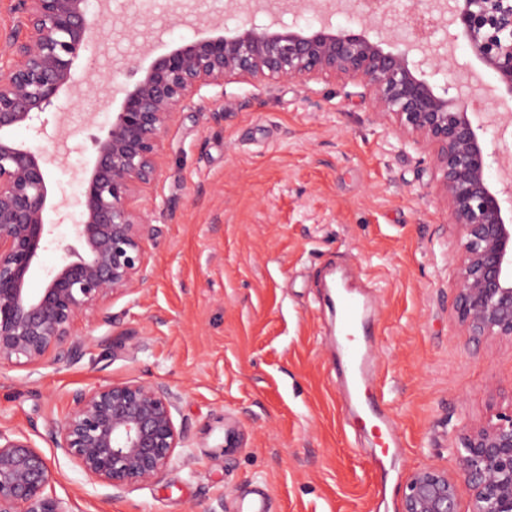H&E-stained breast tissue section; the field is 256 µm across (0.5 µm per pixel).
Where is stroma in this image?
<instances>
[{
    "label": "stroma",
    "mask_w": 512,
    "mask_h": 512,
    "mask_svg": "<svg viewBox=\"0 0 512 512\" xmlns=\"http://www.w3.org/2000/svg\"><path fill=\"white\" fill-rule=\"evenodd\" d=\"M110 11L118 24L96 28L75 62L95 68L97 89L55 101L44 133H19L56 154L51 191L69 203L46 217L53 242L35 289L82 219L75 173L143 61L128 30L163 31L156 56L203 23L272 19L236 0H195L182 17L170 0H111ZM141 201L157 210L139 293L107 304L111 323H75L79 358L0 367V430L30 438L72 512H247L256 501L265 512H399L409 472L453 468L463 428L512 401V341L473 342L454 315L458 236L433 151L376 115L362 82H226L177 114ZM336 265L366 272L376 297L379 389L404 440L380 462L373 430L344 420L326 303ZM129 378L178 395L187 445L154 482L117 496L49 428L74 393Z\"/></svg>",
    "instance_id": "35a3bbf8"
}]
</instances>
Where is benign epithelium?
I'll return each mask as SVG.
<instances>
[{"instance_id": "7a95c632", "label": "benign epithelium", "mask_w": 512, "mask_h": 512, "mask_svg": "<svg viewBox=\"0 0 512 512\" xmlns=\"http://www.w3.org/2000/svg\"><path fill=\"white\" fill-rule=\"evenodd\" d=\"M367 8L359 28L322 23L234 29L212 25L171 46L140 68L122 90L112 124L83 168V220L72 225L81 249L69 248L44 288L32 293L30 274L50 244L45 224L53 208L48 151L20 141L37 114L77 86L74 61L88 50L95 23L87 0H18L23 35L9 36L11 63L0 75V365L40 366L79 357L84 341L75 320H100L103 306L137 294L148 280L152 210L139 203L159 173L175 115L233 78L269 84L288 79H358L374 110L402 136L433 149L439 194L459 234L454 311L473 339L512 340V181L496 185L492 163L512 155L488 152L485 122L459 92L458 72L440 52L463 41L489 74L494 90L512 97V0H417L405 22L432 49L414 63L410 44L372 39L373 22L396 12L395 0H352ZM448 26V41L431 38ZM444 82L436 84L433 76ZM177 395L165 384L112 381L72 397L56 448L94 482L120 493L153 482L186 447L175 424ZM46 458L31 440L0 429V512H71L52 490ZM512 512V401L487 422L464 427L456 468L409 474L401 512Z\"/></svg>"}]
</instances>
